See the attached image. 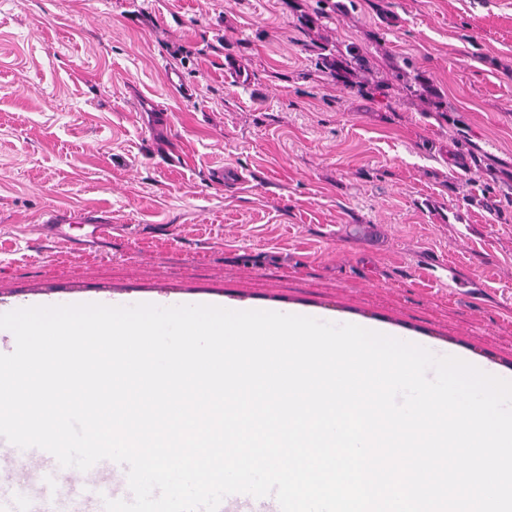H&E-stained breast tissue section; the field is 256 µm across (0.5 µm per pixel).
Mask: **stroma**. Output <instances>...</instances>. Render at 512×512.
Returning a JSON list of instances; mask_svg holds the SVG:
<instances>
[{"mask_svg":"<svg viewBox=\"0 0 512 512\" xmlns=\"http://www.w3.org/2000/svg\"><path fill=\"white\" fill-rule=\"evenodd\" d=\"M335 2L0 0V314L302 311L512 380V0ZM320 55L319 66L329 70L337 78H344L348 82V79L355 75L356 70H363L366 66L365 56L356 45L348 46L346 53L341 58L329 57V55L324 54Z\"/></svg>","mask_w":512,"mask_h":512,"instance_id":"stroma-1","label":"stroma"}]
</instances>
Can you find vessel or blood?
Listing matches in <instances>:
<instances>
[{
    "label": "vessel or blood",
    "instance_id": "vessel-or-blood-1",
    "mask_svg": "<svg viewBox=\"0 0 512 512\" xmlns=\"http://www.w3.org/2000/svg\"><path fill=\"white\" fill-rule=\"evenodd\" d=\"M29 460L35 468L30 473L22 494H0V512H103L105 500L124 498L125 492L115 485L104 462H97L85 473L82 485L69 489L49 483L43 476V465L54 463L50 453L32 448Z\"/></svg>",
    "mask_w": 512,
    "mask_h": 512
}]
</instances>
